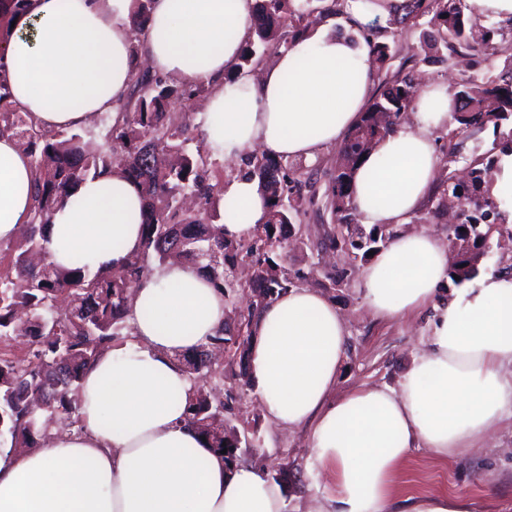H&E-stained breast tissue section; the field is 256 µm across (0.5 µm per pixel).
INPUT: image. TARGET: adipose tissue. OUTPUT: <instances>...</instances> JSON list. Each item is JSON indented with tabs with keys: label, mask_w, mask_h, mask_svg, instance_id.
I'll list each match as a JSON object with an SVG mask.
<instances>
[{
	"label": "adipose tissue",
	"mask_w": 512,
	"mask_h": 512,
	"mask_svg": "<svg viewBox=\"0 0 512 512\" xmlns=\"http://www.w3.org/2000/svg\"><path fill=\"white\" fill-rule=\"evenodd\" d=\"M255 0H152L142 51L152 72L210 85L208 146L240 160L260 149L313 159L340 143L365 109L374 70L367 27L385 28L407 0H345L328 19L279 50L257 75L227 81L250 36ZM132 0H26L0 18V72L12 102L46 129L70 130L116 112L132 82ZM448 86L421 87L407 121L382 138L354 173L360 223L395 229L364 269L371 314L399 322L425 307L431 328L398 388L358 387L336 397L346 320L321 291L288 289L253 325L249 377L265 417L309 431L315 462L332 477L318 512H473L459 496L400 497L395 477L413 449L464 453L512 420V270L479 271L438 301L448 248L409 229L436 181L435 132L447 128ZM35 169L0 137V241L27 223ZM237 216L226 237H249L268 211L260 179H225ZM143 197L120 169L91 175L48 229L52 263L121 268L141 246ZM226 302L198 266L157 267L134 290L132 334L84 372L80 423L44 446L0 448V512H283L284 491L246 463L226 465L187 425L192 384L182 354L224 325Z\"/></svg>",
	"instance_id": "adipose-tissue-1"
}]
</instances>
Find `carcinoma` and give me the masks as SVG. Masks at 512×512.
Listing matches in <instances>:
<instances>
[{"label": "carcinoma", "instance_id": "obj_1", "mask_svg": "<svg viewBox=\"0 0 512 512\" xmlns=\"http://www.w3.org/2000/svg\"><path fill=\"white\" fill-rule=\"evenodd\" d=\"M151 0H134V40H139L150 12ZM463 0H409L404 21L431 15L429 23L445 29L441 40L428 49L454 54L470 48L466 36L469 18ZM307 9L294 0H257L252 19V36L245 44L236 70L227 75L233 80L264 55L288 43L282 33L292 29V38L302 36ZM371 59L380 74L381 92L367 107L360 121L344 140L340 161L331 176L336 223L345 225L341 237H357L362 244L350 242L354 258L370 259L393 237L394 231L375 226L363 235L355 224L356 211L350 185L354 167L368 152L364 137L372 140L396 130L401 112L412 101L414 86L407 78L384 74L390 54L388 46L370 42ZM508 73L496 84L468 80L456 93L454 111L460 130L468 131L487 123L512 141V55L507 57ZM208 90L202 83L169 84L147 72L133 76L132 88L120 106L123 121L112 124L107 114L106 147L96 153L85 149L78 130L52 131L40 127L31 114L14 108L6 79L0 75V136L15 138L32 158L36 182L34 208L21 236L0 242V344L17 338L29 339V352L22 358L0 354V439L13 448H35L41 437L32 399L37 397L51 414L68 415V425L79 423V404L75 390L85 368L107 350L125 329L131 284L150 273L152 264L164 265L181 259L206 270L214 287L229 298L237 286L229 282L239 261L254 266L249 281L253 301L236 329L224 328L211 338L209 347L226 343L242 344L238 379L249 383L246 357L253 336L249 328L259 312L280 292L297 285L301 279L319 273L318 264L307 270L290 269L276 263L271 248H288L290 242H303L300 216L313 204L306 188L313 170L301 161L253 156L252 173L264 184L269 202L267 221L259 225L248 241L224 239V225L213 219L224 218L233 207L224 203L222 185L212 174V153L205 141H199L196 153L187 150L192 140L185 117L166 111L169 99L191 96ZM125 159L124 171L141 188L147 201L143 221V240L119 272L75 265L56 270L50 262L49 240L45 227L54 209L68 201L75 186L85 177L112 168V157ZM494 161L479 157L471 161L473 184L479 194L465 201L461 222L450 230L448 247L455 253L449 274L459 276L455 285L475 275L485 229L472 212L490 208ZM467 240L470 247L461 248ZM205 349L182 361L188 374L212 369L204 358ZM187 423L204 436L210 447L219 451L237 447V435L230 430L218 434L211 421L224 417V391L203 386L194 389L185 408Z\"/></svg>", "mask_w": 512, "mask_h": 512}]
</instances>
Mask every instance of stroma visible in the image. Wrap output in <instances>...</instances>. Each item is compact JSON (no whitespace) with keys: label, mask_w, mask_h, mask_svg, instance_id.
Listing matches in <instances>:
<instances>
[{"label":"stroma","mask_w":512,"mask_h":512,"mask_svg":"<svg viewBox=\"0 0 512 512\" xmlns=\"http://www.w3.org/2000/svg\"><path fill=\"white\" fill-rule=\"evenodd\" d=\"M480 28L490 31L496 54L478 53L471 67H464L457 56L424 61L421 48L436 29L427 17L394 25L383 37L390 49L388 71L409 79L447 82L450 91L459 90L471 70L482 77H499L506 56L512 55V28L486 19ZM495 140L493 127L474 135L459 133L456 122L437 133L438 170L447 173L449 165L463 167L475 156L489 152ZM334 225L330 209L308 212L302 219L304 242L288 253L286 264L303 268L316 261V243ZM335 271L343 280L327 294L347 320V351L336 384L337 395L359 386L398 387L414 356L421 350L428 333L429 314L421 312L408 320L386 323L375 319L363 303V266L337 258ZM225 428L247 436L237 449L238 461L265 469L285 490L284 512H314L324 501L331 479L316 467L308 433L300 428L276 426L262 416L252 389H244L231 409L224 412ZM402 494L437 493L470 499L477 512H500L512 501V423L504 422L482 447L457 457L440 458L425 448L414 449L397 477Z\"/></svg>","instance_id":"1"}]
</instances>
